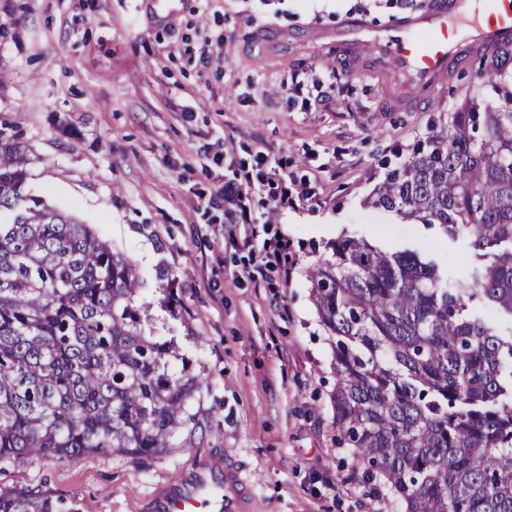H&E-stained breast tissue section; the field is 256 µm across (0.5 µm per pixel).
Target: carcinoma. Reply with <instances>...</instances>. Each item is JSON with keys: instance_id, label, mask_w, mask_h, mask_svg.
<instances>
[{"instance_id": "1", "label": "carcinoma", "mask_w": 512, "mask_h": 512, "mask_svg": "<svg viewBox=\"0 0 512 512\" xmlns=\"http://www.w3.org/2000/svg\"><path fill=\"white\" fill-rule=\"evenodd\" d=\"M509 58L477 72L471 102L366 199L464 236L458 272L433 249L349 236L308 272L334 346L337 442L402 512H512V90ZM25 146L0 129V473L43 459L170 447L199 382L141 333L133 261L27 186ZM25 196L24 209L16 201ZM0 512H62L0 485Z\"/></svg>"}]
</instances>
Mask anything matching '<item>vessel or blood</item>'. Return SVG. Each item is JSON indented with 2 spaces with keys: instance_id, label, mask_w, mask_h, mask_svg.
<instances>
[{
  "instance_id": "1",
  "label": "vessel or blood",
  "mask_w": 512,
  "mask_h": 512,
  "mask_svg": "<svg viewBox=\"0 0 512 512\" xmlns=\"http://www.w3.org/2000/svg\"><path fill=\"white\" fill-rule=\"evenodd\" d=\"M473 0H434L425 10L404 14L383 26L374 42L383 44L397 71L413 85H436L450 74L449 63L460 43L486 56L512 44V0H498L482 22L463 30L450 27L451 18L467 14ZM252 482L232 467L194 465L161 492L153 512H250Z\"/></svg>"
}]
</instances>
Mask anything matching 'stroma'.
I'll return each mask as SVG.
<instances>
[{
    "instance_id": "35a3bbf8",
    "label": "stroma",
    "mask_w": 512,
    "mask_h": 512,
    "mask_svg": "<svg viewBox=\"0 0 512 512\" xmlns=\"http://www.w3.org/2000/svg\"><path fill=\"white\" fill-rule=\"evenodd\" d=\"M431 2L0 0V122L21 135L30 188L131 258L143 333L201 383L163 454L19 463L1 483L76 512H151L196 459L218 458L250 476L255 512H397L336 443L333 351L307 274L345 235L472 261L467 239L364 200L476 86L466 64L415 87L384 48L355 62L309 33ZM259 151L285 162L295 198L250 191L253 217L287 237L293 260L289 276L272 268L256 284L244 271L262 257L228 237L216 197Z\"/></svg>"
}]
</instances>
